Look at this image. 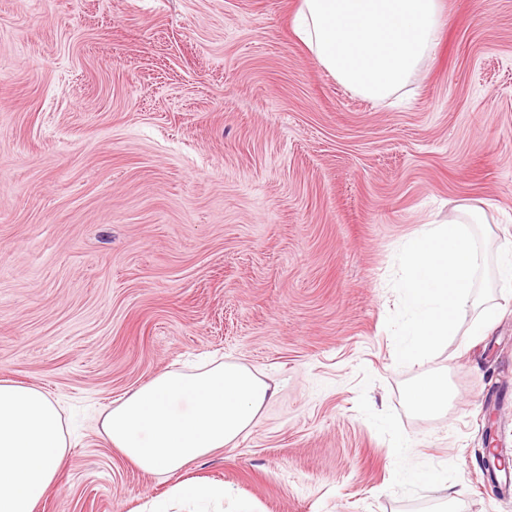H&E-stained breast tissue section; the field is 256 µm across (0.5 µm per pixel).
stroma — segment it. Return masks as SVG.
I'll use <instances>...</instances> for the list:
<instances>
[{
	"instance_id": "obj_1",
	"label": "stroma",
	"mask_w": 512,
	"mask_h": 512,
	"mask_svg": "<svg viewBox=\"0 0 512 512\" xmlns=\"http://www.w3.org/2000/svg\"><path fill=\"white\" fill-rule=\"evenodd\" d=\"M297 6L0 0V378L57 397L72 441L35 512H141L184 481L224 484L223 512H512L481 465L489 426L512 459V293L422 362L386 328L421 225L470 204L488 252L512 240V0H444L377 103L295 37ZM206 355L276 395L235 444L142 473L103 415ZM432 374L441 416L405 399Z\"/></svg>"
}]
</instances>
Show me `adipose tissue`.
<instances>
[{
    "label": "adipose tissue",
    "mask_w": 512,
    "mask_h": 512,
    "mask_svg": "<svg viewBox=\"0 0 512 512\" xmlns=\"http://www.w3.org/2000/svg\"><path fill=\"white\" fill-rule=\"evenodd\" d=\"M444 28L442 0H299L294 18L319 64L371 102L418 74ZM272 396L250 369L210 361L154 376L106 414L102 432L143 472L173 474L233 444ZM407 398L419 412L444 413L448 381L429 376ZM70 446L57 398L0 379V512H34Z\"/></svg>",
    "instance_id": "1"
}]
</instances>
